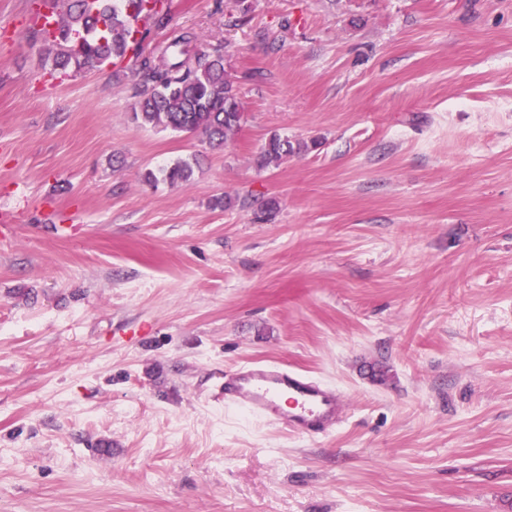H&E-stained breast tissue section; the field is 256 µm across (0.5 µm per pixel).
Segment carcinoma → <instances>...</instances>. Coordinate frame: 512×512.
<instances>
[{
	"instance_id": "1",
	"label": "carcinoma",
	"mask_w": 512,
	"mask_h": 512,
	"mask_svg": "<svg viewBox=\"0 0 512 512\" xmlns=\"http://www.w3.org/2000/svg\"><path fill=\"white\" fill-rule=\"evenodd\" d=\"M41 6L58 10L53 36L37 30L56 49L53 70H91L134 55L140 73L134 119L141 125L199 134L213 149L224 148L241 130L243 112L226 75L224 52H190L195 37L186 32L172 38L160 57L143 55L149 28L139 22L145 19L157 28L166 27L168 0H41ZM318 146L316 140L293 142L274 133L262 147L259 163L278 166L289 156ZM192 176V164L178 161L157 174L147 172L145 181L174 186L189 183Z\"/></svg>"
}]
</instances>
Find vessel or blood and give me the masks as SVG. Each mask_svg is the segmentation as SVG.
<instances>
[{
	"instance_id": "b4317fda",
	"label": "vessel or blood",
	"mask_w": 512,
	"mask_h": 512,
	"mask_svg": "<svg viewBox=\"0 0 512 512\" xmlns=\"http://www.w3.org/2000/svg\"><path fill=\"white\" fill-rule=\"evenodd\" d=\"M218 397L225 407L276 420L299 436L328 433L343 414V401L334 389L303 371L275 363L226 372Z\"/></svg>"
}]
</instances>
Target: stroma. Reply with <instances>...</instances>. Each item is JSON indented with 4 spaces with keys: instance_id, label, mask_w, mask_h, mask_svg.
<instances>
[{
    "instance_id": "stroma-1",
    "label": "stroma",
    "mask_w": 512,
    "mask_h": 512,
    "mask_svg": "<svg viewBox=\"0 0 512 512\" xmlns=\"http://www.w3.org/2000/svg\"><path fill=\"white\" fill-rule=\"evenodd\" d=\"M170 5L143 48L223 46L224 148L136 123L134 60L50 76L0 0V512H512V0ZM274 133L319 146L259 167ZM248 362L336 430L225 408ZM193 172V166L190 162L178 161L170 166L160 168L158 173L162 181L174 186L189 183ZM285 397L288 409L282 406ZM218 399L225 408L274 419L299 436L326 434L343 414V401L334 389L303 371L275 363L225 372Z\"/></svg>"
}]
</instances>
